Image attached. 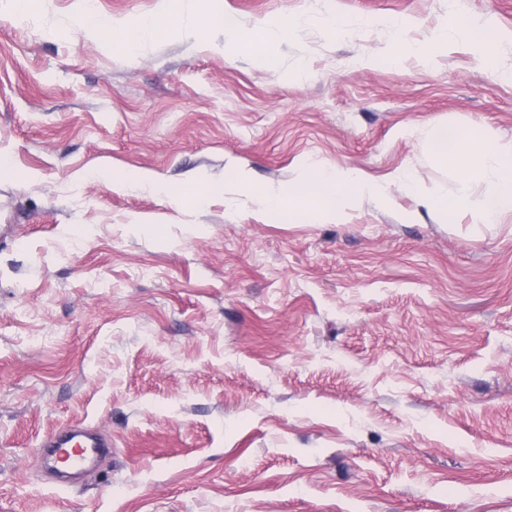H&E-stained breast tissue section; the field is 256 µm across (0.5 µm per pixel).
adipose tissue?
<instances>
[{
	"label": "adipose tissue",
	"mask_w": 512,
	"mask_h": 512,
	"mask_svg": "<svg viewBox=\"0 0 512 512\" xmlns=\"http://www.w3.org/2000/svg\"><path fill=\"white\" fill-rule=\"evenodd\" d=\"M166 3L167 8L160 15L117 22L101 15L91 0H86L73 24L87 35L105 38L111 47L126 54L135 51L142 42L166 32L179 13L181 0H166ZM267 33L268 27L264 24L244 32L234 22H225L224 51L231 58L244 54L257 64H265ZM430 148L448 165L460 170L457 193L434 201V208L449 217L459 210L472 208L489 223L512 212V148H497L484 131L465 133L448 125L436 128ZM475 174L490 179L486 193L477 201L472 200L469 193L470 180ZM252 193L259 197L264 209H285L306 223L342 219L348 209L367 197L382 204L390 200L385 184L359 171L343 167L329 170L317 165L309 167L288 198H280L258 187L253 188Z\"/></svg>",
	"instance_id": "adipose-tissue-1"
}]
</instances>
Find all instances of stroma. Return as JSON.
Returning <instances> with one entry per match:
<instances>
[{"label": "stroma", "instance_id": "stroma-1", "mask_svg": "<svg viewBox=\"0 0 512 512\" xmlns=\"http://www.w3.org/2000/svg\"><path fill=\"white\" fill-rule=\"evenodd\" d=\"M81 7L0 0V512H512V213L420 204L457 187L437 126L512 144V50L463 35L512 37V0H187L129 57ZM216 9L271 21L269 67L225 58ZM393 18L460 35L387 63ZM313 161L389 204L307 224L235 180ZM75 423L112 455L59 485L37 450ZM100 176L104 181L110 183L114 189H147L158 194H169L167 187L147 174H131L123 177H117L114 174V171L112 173L108 171H101Z\"/></svg>", "mask_w": 512, "mask_h": 512}]
</instances>
